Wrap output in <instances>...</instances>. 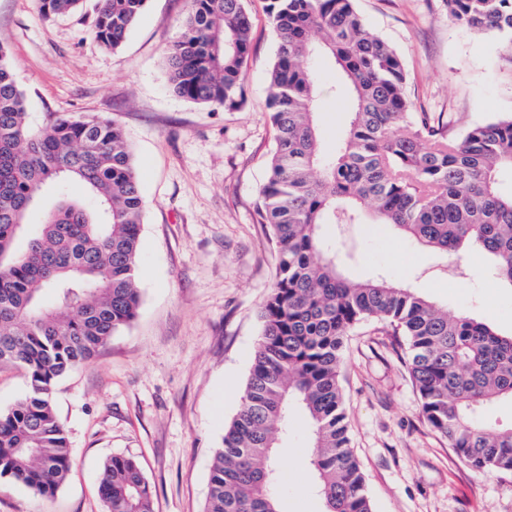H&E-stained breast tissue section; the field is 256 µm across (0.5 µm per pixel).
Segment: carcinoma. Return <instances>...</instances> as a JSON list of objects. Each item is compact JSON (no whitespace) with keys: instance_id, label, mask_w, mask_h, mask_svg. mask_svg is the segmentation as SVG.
<instances>
[{"instance_id":"obj_1","label":"carcinoma","mask_w":512,"mask_h":512,"mask_svg":"<svg viewBox=\"0 0 512 512\" xmlns=\"http://www.w3.org/2000/svg\"><path fill=\"white\" fill-rule=\"evenodd\" d=\"M48 19L83 0H37ZM147 0H97L92 32L115 50ZM456 24L497 34L512 51V0H445ZM277 34L268 116L275 147L258 222L270 226L278 263L261 310L262 330L242 406L224 428L210 469L204 512H281L274 448L297 402L311 425V472L325 512H373L349 445L338 369L358 323L375 319L401 337L425 423L475 472L512 473V426L479 413L512 400V334L465 313L450 316L415 289L385 276L345 278L325 224H378L446 257L481 254L497 283L512 287V116L461 137L413 112L404 64L366 28L353 0H267ZM252 50L244 0H191L180 36L166 51L170 89L198 104L244 102L242 71ZM328 59L341 83L312 66ZM348 101L338 149L322 147L317 114L325 99ZM81 183L88 201L69 198ZM54 203L37 229L28 215ZM143 200L130 145L94 115L27 121V96L0 41V365L27 373V391L0 410V480L52 497L66 483L70 443L53 404L58 379L92 359L141 306L138 286ZM29 233L22 252L15 239ZM106 512H153L139 463L115 455L98 485Z\"/></svg>"}]
</instances>
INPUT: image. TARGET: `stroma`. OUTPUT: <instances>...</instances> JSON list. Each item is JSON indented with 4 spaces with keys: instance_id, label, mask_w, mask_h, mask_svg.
Here are the masks:
<instances>
[{
    "instance_id": "stroma-1",
    "label": "stroma",
    "mask_w": 512,
    "mask_h": 512,
    "mask_svg": "<svg viewBox=\"0 0 512 512\" xmlns=\"http://www.w3.org/2000/svg\"><path fill=\"white\" fill-rule=\"evenodd\" d=\"M95 0L53 21L36 0H0L7 44L33 127L88 113L119 125L132 145L145 207L136 319L54 387L73 465L54 497L0 481V512H105L103 463L135 458L155 512H203L212 457L238 413L261 333L259 309L276 252L257 208L273 149L268 80L277 36L266 0H245L253 50L245 101L229 109L183 100L169 88L168 45L189 0H148L122 46L100 47ZM368 29L389 43L407 74L417 113L449 116L450 133L512 114V54L492 34L452 22L444 0H355ZM343 236L352 279L382 275L417 288L447 310L512 332V289L471 259L460 276L441 254L365 214ZM406 348L379 322L347 337L339 374L351 446L375 512H512V474L477 473L423 421ZM275 463L283 512H324L305 453L308 429L291 409Z\"/></svg>"
}]
</instances>
